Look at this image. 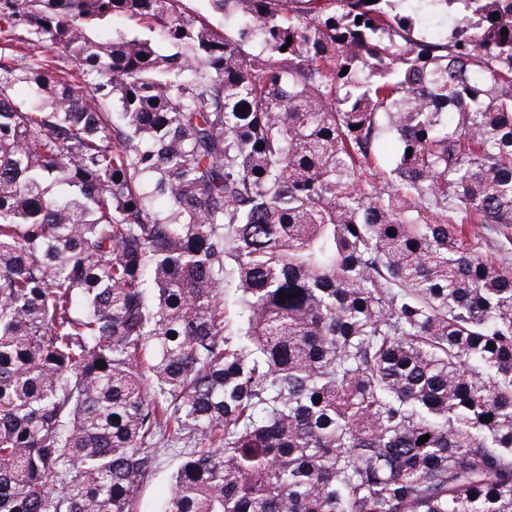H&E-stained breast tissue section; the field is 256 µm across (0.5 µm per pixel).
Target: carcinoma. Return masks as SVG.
<instances>
[{
	"label": "carcinoma",
	"mask_w": 512,
	"mask_h": 512,
	"mask_svg": "<svg viewBox=\"0 0 512 512\" xmlns=\"http://www.w3.org/2000/svg\"><path fill=\"white\" fill-rule=\"evenodd\" d=\"M210 2L0 0V512H512V0ZM183 6L187 18L206 16L210 26L221 34L235 26L236 16L225 15L224 12H214L209 0H184ZM449 26L448 18L445 15H428L420 17L415 26V34L418 37L432 38L438 34L445 33ZM189 449L161 448L159 450L157 468L137 491L133 502V512H159L161 505L171 494V474L179 462V453Z\"/></svg>",
	"instance_id": "obj_1"
}]
</instances>
